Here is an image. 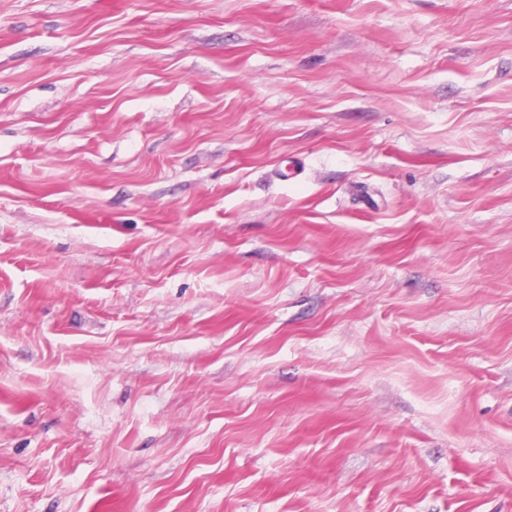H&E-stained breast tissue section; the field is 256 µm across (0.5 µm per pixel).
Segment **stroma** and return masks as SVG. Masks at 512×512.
Returning a JSON list of instances; mask_svg holds the SVG:
<instances>
[{
  "instance_id": "obj_1",
  "label": "stroma",
  "mask_w": 512,
  "mask_h": 512,
  "mask_svg": "<svg viewBox=\"0 0 512 512\" xmlns=\"http://www.w3.org/2000/svg\"><path fill=\"white\" fill-rule=\"evenodd\" d=\"M0 512H512V0H0Z\"/></svg>"
}]
</instances>
